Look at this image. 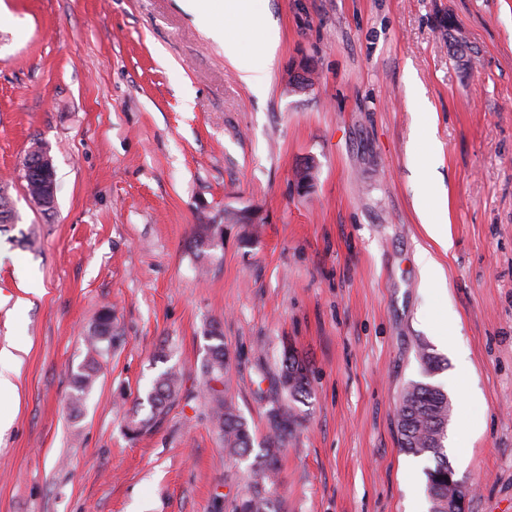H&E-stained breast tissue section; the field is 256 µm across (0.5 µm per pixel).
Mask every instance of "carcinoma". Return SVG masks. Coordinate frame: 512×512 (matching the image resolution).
<instances>
[{
  "label": "carcinoma",
  "mask_w": 512,
  "mask_h": 512,
  "mask_svg": "<svg viewBox=\"0 0 512 512\" xmlns=\"http://www.w3.org/2000/svg\"><path fill=\"white\" fill-rule=\"evenodd\" d=\"M16 220L17 213L8 185L1 184L0 224H13ZM211 228L210 224L197 225L192 248L201 253L204 247L212 246ZM206 336L214 341L203 365V389L211 420L224 440V450L228 455L247 462L249 475L248 489L235 501L232 512H278L277 456L298 423L295 403L304 401L310 394L307 368L292 353L284 357L276 384L286 394L288 402H278L269 410V433L260 451L255 453L248 422L226 397L228 356L223 333L218 325L212 323L206 330ZM87 342L98 354L104 351L103 344L112 342L111 311L102 312L87 336ZM419 363L423 380L413 381L405 387L397 410V428L401 448L406 453L434 459V466L424 470L429 512H447L448 481L454 478V471L444 453L451 403L448 392L441 385L429 382L441 370L440 359L423 347L419 350ZM95 377L93 362L74 375L70 400L73 412L81 410L84 395L92 387ZM181 390L182 373L178 369L170 367L160 372L146 396L147 414H141L142 403H137L127 421L126 435L135 440L156 429L179 399Z\"/></svg>",
  "instance_id": "obj_1"
}]
</instances>
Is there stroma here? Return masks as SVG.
<instances>
[{
    "label": "stroma",
    "instance_id": "35a3bbf8",
    "mask_svg": "<svg viewBox=\"0 0 512 512\" xmlns=\"http://www.w3.org/2000/svg\"><path fill=\"white\" fill-rule=\"evenodd\" d=\"M280 43L264 92L224 55L217 11L184 0H0V348L20 361L0 432V512H231L248 481L202 392L210 322L256 440L284 349L309 370L278 461L279 512H428L396 409L441 360L445 451L465 512H512V0H263ZM452 18L474 51L453 57ZM309 64L312 86L288 90ZM40 143L56 205L24 196ZM313 166L301 189L298 174ZM448 197L447 288L418 214ZM256 210L239 224L235 210ZM224 227L196 254V225ZM37 291H28V283ZM111 310L80 413L85 335ZM176 367L181 397L135 440L130 409ZM420 276L423 283L429 287L444 285V271L441 263L428 250H422L419 255ZM96 367L95 362L86 364L73 377V393L71 395L70 405L73 412L78 413L83 405L84 395L95 382Z\"/></svg>",
    "mask_w": 512,
    "mask_h": 512
}]
</instances>
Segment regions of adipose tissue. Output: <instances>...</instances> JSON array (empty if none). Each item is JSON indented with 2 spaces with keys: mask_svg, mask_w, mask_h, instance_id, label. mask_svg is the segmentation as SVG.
Wrapping results in <instances>:
<instances>
[{
  "mask_svg": "<svg viewBox=\"0 0 512 512\" xmlns=\"http://www.w3.org/2000/svg\"><path fill=\"white\" fill-rule=\"evenodd\" d=\"M256 33L253 47H244L240 30ZM277 29L270 27L252 0H224V55L239 72L240 79L255 91L267 86L268 67L278 45Z\"/></svg>",
  "mask_w": 512,
  "mask_h": 512,
  "instance_id": "1",
  "label": "adipose tissue"
}]
</instances>
